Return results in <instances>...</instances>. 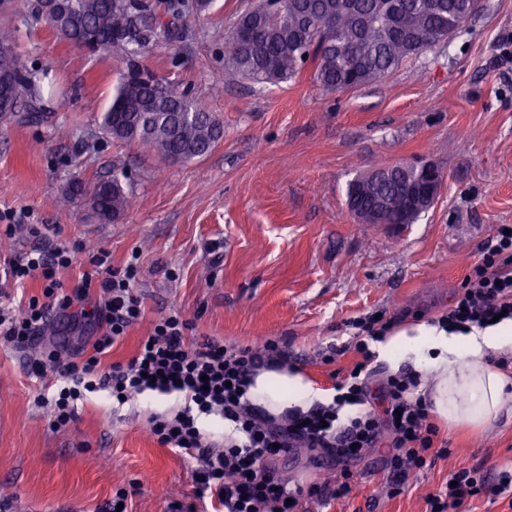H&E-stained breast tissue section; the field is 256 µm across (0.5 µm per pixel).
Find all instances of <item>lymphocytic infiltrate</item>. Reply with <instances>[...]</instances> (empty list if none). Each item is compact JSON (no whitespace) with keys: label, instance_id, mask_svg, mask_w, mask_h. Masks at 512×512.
Wrapping results in <instances>:
<instances>
[{"label":"lymphocytic infiltrate","instance_id":"1","mask_svg":"<svg viewBox=\"0 0 512 512\" xmlns=\"http://www.w3.org/2000/svg\"><path fill=\"white\" fill-rule=\"evenodd\" d=\"M81 252L77 243L48 242L0 263L1 283L20 288L36 279L43 287L42 297L30 298L27 304L0 306V342L26 350L41 339L51 309L64 313L90 292L99 293L101 302L93 313L98 334L91 349L77 345L64 357L47 347L34 368L39 373L53 370L59 377L50 399L56 425L72 420L78 401L98 391H110L121 404L148 391L183 397V408L149 418L150 431L161 445L199 464L194 502H170L168 512H198L199 502L205 500L224 512H310L313 502L344 499L352 493V466L369 451L382 461L388 494L395 497L411 473L448 456V441L430 418L427 398L417 392L419 372L407 368L389 374L374 362L371 345L383 341L396 317L369 314L353 322V347L360 359L337 383L332 403L294 409L278 420L253 402L250 389L260 371L287 362V350L275 341L259 350L213 337L189 341L192 324L177 311L154 322L127 363L103 368L114 345L144 314L135 291L138 260L130 258L116 268L106 249L85 253L87 271L77 284L66 287L58 273ZM502 313L512 319V233L500 230L495 246L463 279L438 323L467 333L489 327ZM210 415L233 425L234 434L223 445H216L198 425L200 417ZM299 449L336 464V483L290 487L278 464ZM452 478L451 485L428 494L429 512H458L482 497L505 502L512 510V470L491 481L478 470L463 468Z\"/></svg>","mask_w":512,"mask_h":512}]
</instances>
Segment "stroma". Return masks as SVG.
<instances>
[{
  "label": "stroma",
  "mask_w": 512,
  "mask_h": 512,
  "mask_svg": "<svg viewBox=\"0 0 512 512\" xmlns=\"http://www.w3.org/2000/svg\"><path fill=\"white\" fill-rule=\"evenodd\" d=\"M251 3L215 0L207 17H188L180 41L146 58L224 125L207 156L163 164L101 128L117 60L59 39L23 0H0V28L12 31L24 67L61 89L39 113L0 116V209L28 208L48 240L105 248L116 267L139 253L145 315L106 364L127 362L154 321L178 311L198 340L279 341L288 369L330 400L338 374L358 360L349 351L323 361L330 345L349 341L347 321L369 312L438 318L496 225H512V0H483L449 42L343 92L317 86L309 64L277 86L225 70L224 27ZM398 163L433 165L445 183L429 211L392 236L360 224L346 190ZM121 171L133 204L101 220L88 191ZM73 181L85 193L61 205ZM91 334L56 316L41 346L0 345V512H109L120 488L132 496L129 512L192 501L196 463L157 443L147 424L177 410L178 394L149 391L121 406L99 392L52 427L37 398L52 395L54 375L35 376L31 365L42 346ZM439 428L450 456L411 476L400 496L389 497L386 472L368 456L351 499L312 512H425L451 470L494 478L512 469V402L492 425ZM279 466L293 486L336 481V466L306 450Z\"/></svg>",
  "instance_id": "1"
}]
</instances>
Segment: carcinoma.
Wrapping results in <instances>:
<instances>
[{"label": "carcinoma", "mask_w": 512, "mask_h": 512, "mask_svg": "<svg viewBox=\"0 0 512 512\" xmlns=\"http://www.w3.org/2000/svg\"><path fill=\"white\" fill-rule=\"evenodd\" d=\"M61 23L92 53H112L123 64L102 129L116 141L137 142L165 160L208 154L224 135L213 113L158 76L143 79L130 59H142L163 40L181 38L183 18L201 16L212 0H65ZM462 0H260L224 32V61L248 80L277 84L308 62L313 80L326 90L345 91L384 77L403 61L435 46L443 24L466 23ZM17 95L40 99L36 81L16 53L0 55ZM96 183L90 201L105 219L129 206L123 178ZM411 175L397 170L380 183L382 193L404 203L402 186Z\"/></svg>", "instance_id": "obj_1"}]
</instances>
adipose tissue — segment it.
Returning a JSON list of instances; mask_svg holds the SVG:
<instances>
[{"mask_svg": "<svg viewBox=\"0 0 512 512\" xmlns=\"http://www.w3.org/2000/svg\"><path fill=\"white\" fill-rule=\"evenodd\" d=\"M378 351L409 359L417 370L428 372L422 388L448 423L488 425L512 396V373L482 362L490 351L512 353V320L466 334L420 322L388 336ZM251 394L254 403L277 414L306 408L319 396L302 375L285 369L260 371Z\"/></svg>", "mask_w": 512, "mask_h": 512, "instance_id": "1", "label": "adipose tissue"}]
</instances>
